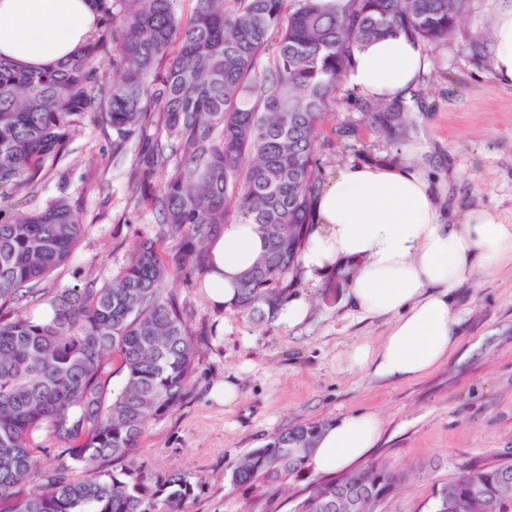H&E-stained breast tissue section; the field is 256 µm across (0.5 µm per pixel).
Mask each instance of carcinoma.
<instances>
[{"instance_id": "obj_1", "label": "carcinoma", "mask_w": 512, "mask_h": 512, "mask_svg": "<svg viewBox=\"0 0 512 512\" xmlns=\"http://www.w3.org/2000/svg\"><path fill=\"white\" fill-rule=\"evenodd\" d=\"M90 2L99 28L76 56L42 71L0 59V512H184L188 480L151 485L135 455L146 425L182 404L200 353L169 280L204 274L207 244L224 225L254 224L265 249L229 308L273 321L315 224L321 128L355 52L399 30L446 43L472 0H196L184 24L176 0ZM351 100L383 133L411 126L404 97ZM89 124L112 128L114 154L160 127L136 153L131 184L159 234L101 282L48 288L87 226L66 197L29 213L12 199L34 192L45 163ZM111 361L123 375L116 389L104 378ZM325 427L276 432L229 466L230 483L264 488L301 475L310 453L290 449L316 447ZM40 431L54 455L35 442ZM117 461L120 472L109 471ZM503 469L512 463L468 467L465 486L433 493L431 512H512V502L472 500ZM407 477L380 463L349 470L313 482L291 512H373L364 501L351 507L343 488L386 502Z\"/></svg>"}]
</instances>
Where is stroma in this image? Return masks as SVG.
<instances>
[{"mask_svg":"<svg viewBox=\"0 0 512 512\" xmlns=\"http://www.w3.org/2000/svg\"><path fill=\"white\" fill-rule=\"evenodd\" d=\"M498 4L474 0L464 28L446 44L426 46L431 67L414 87L419 105L408 135L383 137L341 83L321 134L325 180L352 161L406 160L433 178L450 223L489 210L512 224V86L495 79L488 53ZM478 31L483 41L475 48ZM131 163V155H113L111 128L89 125L45 182L18 196L24 211L68 196L88 226L70 265L49 286L73 283L78 273L110 277L142 237L156 236L155 214L128 193ZM199 282L182 275L168 283L200 349L190 392L174 412L147 425L137 449L151 479L180 473L191 482L186 512H261L259 492L231 486L229 464L276 431L360 411L383 423L369 462L409 474L387 512H430L432 492L461 469L512 463L511 266L452 291L461 343L444 365L412 382L382 380L349 361L353 346L378 344L390 320L353 305L341 268L315 280L298 277L290 293L307 299L309 313L293 329L215 311ZM224 380L238 389L228 405L209 398L211 386Z\"/></svg>","mask_w":512,"mask_h":512,"instance_id":"stroma-1","label":"stroma"}]
</instances>
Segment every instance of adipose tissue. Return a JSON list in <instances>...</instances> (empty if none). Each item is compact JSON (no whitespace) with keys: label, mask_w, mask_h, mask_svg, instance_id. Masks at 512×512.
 <instances>
[{"label":"adipose tissue","mask_w":512,"mask_h":512,"mask_svg":"<svg viewBox=\"0 0 512 512\" xmlns=\"http://www.w3.org/2000/svg\"><path fill=\"white\" fill-rule=\"evenodd\" d=\"M97 25L89 0H0V58L26 69L59 65ZM489 53L497 81L512 85V0L495 16ZM429 66L421 43L398 32L357 51L348 79L367 97L393 100ZM316 214L301 266L315 278L335 265H354V304L391 320L377 346L351 352L354 363L380 379L412 381L444 363L459 342L452 290L475 272L512 264L511 224L488 211L446 223L431 180L407 162L346 165L323 189ZM263 250L250 224L226 225L212 238L203 281L216 309L234 300L238 277ZM381 432L374 413L346 415L322 431L308 465L318 474L345 469L367 457Z\"/></svg>","instance_id":"obj_1"}]
</instances>
